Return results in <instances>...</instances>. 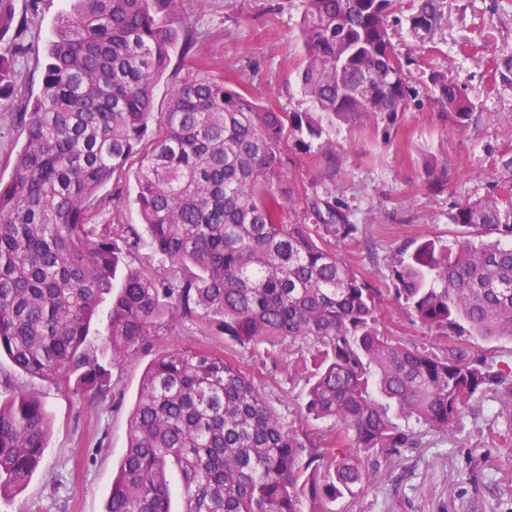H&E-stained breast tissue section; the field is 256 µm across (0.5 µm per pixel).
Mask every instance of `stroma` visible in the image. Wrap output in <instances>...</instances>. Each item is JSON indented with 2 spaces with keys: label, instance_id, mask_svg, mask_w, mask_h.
<instances>
[{
  "label": "stroma",
  "instance_id": "obj_1",
  "mask_svg": "<svg viewBox=\"0 0 512 512\" xmlns=\"http://www.w3.org/2000/svg\"><path fill=\"white\" fill-rule=\"evenodd\" d=\"M422 0H400L392 41L422 91L440 72L458 84L481 118L458 129L425 97H418L393 125L361 130L336 125L326 147H285V181L299 197H335L360 224L362 234L337 241L338 252L376 287L387 288L388 266L403 244L424 236L451 242L462 227L449 223L456 203L497 193L512 197V90L496 84L492 57L512 55V0H438L440 17L430 27L413 23ZM70 0H16L27 18L30 49L17 65L26 89L38 91L44 47ZM179 17L197 28L193 54L222 64L262 104L303 112L297 72L304 58L298 39L301 0H177ZM15 102L0 99V180H8L24 138L14 121ZM335 155L328 166L327 155ZM447 171L431 186L425 161ZM382 331L408 342L444 348L446 338L426 332L391 311ZM223 350L239 357L259 378L264 393L294 428L316 431L297 408L300 383L289 381V352L250 357L200 323L159 326L149 348L113 369L116 394L90 401L64 384L27 376L0 360V381L38 393L53 421L49 446L27 485L0 512H104L126 444L127 423L146 365L165 349ZM336 512H512V435L503 422L465 417L452 435L426 434L420 447L378 465L372 484L337 501Z\"/></svg>",
  "mask_w": 512,
  "mask_h": 512
}]
</instances>
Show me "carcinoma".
Segmentation results:
<instances>
[{
	"label": "carcinoma",
	"instance_id": "1",
	"mask_svg": "<svg viewBox=\"0 0 512 512\" xmlns=\"http://www.w3.org/2000/svg\"><path fill=\"white\" fill-rule=\"evenodd\" d=\"M0 0V92L19 89L28 23ZM396 0H303L299 73L310 112L258 104L214 63L190 56L197 32L176 0H73L45 48L41 88L22 95L25 142L0 181V356L21 372L65 379L104 400L111 369L150 345L155 328L217 318L224 341L251 352L294 351L301 414L328 426L288 425L261 384L221 352L170 349L146 367L127 446L105 512H332L369 486L373 458H398L422 433H456L484 398L512 427V366L480 341L512 342V202L494 194L457 203L452 243L425 238L389 266L387 292L337 252L360 225L332 197L306 201L310 224H286L301 198L284 188L285 146L320 140L325 124L378 126L419 96L395 52ZM435 0L416 18L430 26ZM182 47L185 73L166 110L153 89ZM512 85V56L492 60ZM430 98L457 127L475 117L457 84L435 74ZM138 158L134 198L143 231L100 224V191ZM145 248L169 262L161 279L126 262ZM107 304V345L91 320ZM448 346L381 333L387 306ZM0 395V498L22 489L52 431L44 401Z\"/></svg>",
	"mask_w": 512,
	"mask_h": 512
}]
</instances>
